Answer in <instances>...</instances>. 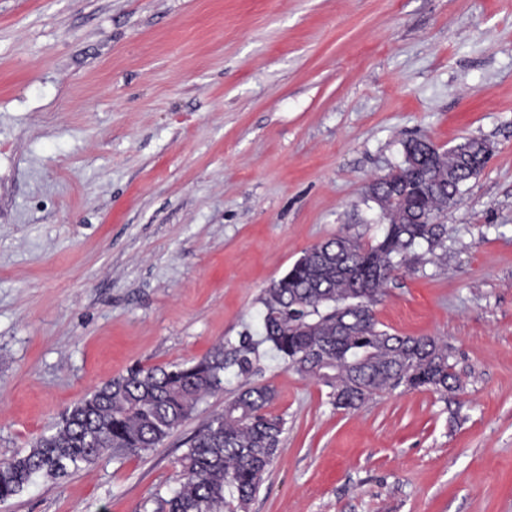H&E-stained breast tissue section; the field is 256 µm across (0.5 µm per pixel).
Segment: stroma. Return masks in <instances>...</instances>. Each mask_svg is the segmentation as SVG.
<instances>
[{
  "label": "stroma",
  "instance_id": "1",
  "mask_svg": "<svg viewBox=\"0 0 512 512\" xmlns=\"http://www.w3.org/2000/svg\"><path fill=\"white\" fill-rule=\"evenodd\" d=\"M420 137L493 152L374 311L459 390L348 412L265 343L159 446L0 512H161L250 384L285 431L245 512H512V0H0V461L113 377L260 336L306 249L381 236L368 186Z\"/></svg>",
  "mask_w": 512,
  "mask_h": 512
}]
</instances>
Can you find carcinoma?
<instances>
[{
	"mask_svg": "<svg viewBox=\"0 0 512 512\" xmlns=\"http://www.w3.org/2000/svg\"><path fill=\"white\" fill-rule=\"evenodd\" d=\"M401 173L369 185L388 224L376 243L336 237L316 244L262 297L263 336L298 374L331 388L333 404L356 410L375 393L400 386L447 398L457 390L447 346L432 336H399L379 328L373 305L384 285L407 266L416 248L444 247L437 215L455 203L492 150L467 138L440 149L426 139L403 143ZM258 342L241 337L201 360L132 369L67 410L53 434L23 455L0 462V502L19 495L37 476L59 479L107 450L139 453L160 445L220 391L224 376L255 372ZM269 385L243 388L224 411L203 423L180 458L182 480L164 500L166 512L246 508L282 444L284 421L267 409Z\"/></svg>",
	"mask_w": 512,
	"mask_h": 512,
	"instance_id": "cac0c4a2",
	"label": "carcinoma"
}]
</instances>
